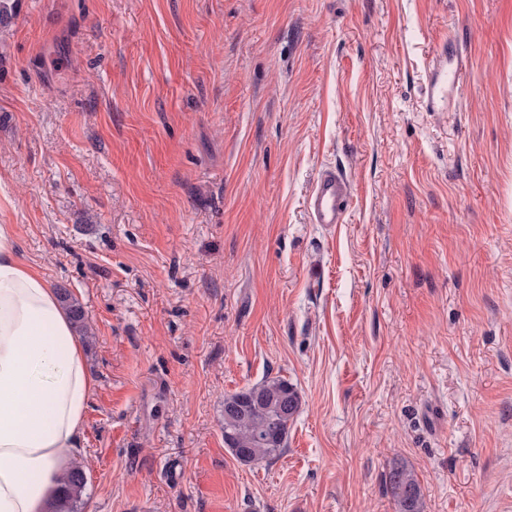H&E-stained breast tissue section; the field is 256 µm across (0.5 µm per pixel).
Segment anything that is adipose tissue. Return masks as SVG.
Listing matches in <instances>:
<instances>
[{
	"mask_svg": "<svg viewBox=\"0 0 512 512\" xmlns=\"http://www.w3.org/2000/svg\"><path fill=\"white\" fill-rule=\"evenodd\" d=\"M93 386L57 292L0 224V512H53Z\"/></svg>",
	"mask_w": 512,
	"mask_h": 512,
	"instance_id": "ef3b65f1",
	"label": "adipose tissue"
}]
</instances>
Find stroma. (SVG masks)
Listing matches in <instances>:
<instances>
[{
	"mask_svg": "<svg viewBox=\"0 0 512 512\" xmlns=\"http://www.w3.org/2000/svg\"><path fill=\"white\" fill-rule=\"evenodd\" d=\"M0 224L93 327L79 512H397L396 461L512 512V0H19ZM269 377L302 407L244 464L224 397ZM470 69L465 48L448 36L441 40L432 55L423 89V108L427 112H454L464 78ZM349 202V186L344 175L332 169L323 171L306 200L311 223L344 224Z\"/></svg>",
	"mask_w": 512,
	"mask_h": 512,
	"instance_id": "1",
	"label": "stroma"
}]
</instances>
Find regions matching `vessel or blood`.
Here are the masks:
<instances>
[{"mask_svg": "<svg viewBox=\"0 0 512 512\" xmlns=\"http://www.w3.org/2000/svg\"><path fill=\"white\" fill-rule=\"evenodd\" d=\"M470 69L465 48L451 39L441 40L432 55L423 89V108L428 112H453L464 78ZM350 202L349 186L344 175L336 170L319 174L310 191L306 206L312 223H344Z\"/></svg>", "mask_w": 512, "mask_h": 512, "instance_id": "obj_1", "label": "vessel or blood"}]
</instances>
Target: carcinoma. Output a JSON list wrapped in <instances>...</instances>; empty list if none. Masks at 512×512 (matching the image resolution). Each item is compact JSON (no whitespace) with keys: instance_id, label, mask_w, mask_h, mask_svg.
Wrapping results in <instances>:
<instances>
[{"instance_id":"obj_1","label":"carcinoma","mask_w":512,"mask_h":512,"mask_svg":"<svg viewBox=\"0 0 512 512\" xmlns=\"http://www.w3.org/2000/svg\"><path fill=\"white\" fill-rule=\"evenodd\" d=\"M62 301L82 334L89 333L82 305L63 289ZM250 396L257 404L243 414L224 413V445L243 463H260L278 458L287 443L288 423L301 408L298 391L284 379H267L246 390L227 395L224 404ZM397 512H425L420 483L415 473L405 464L394 465L386 478ZM66 495L60 512H78V503L86 484L85 471L77 466L65 477Z\"/></svg>"}]
</instances>
